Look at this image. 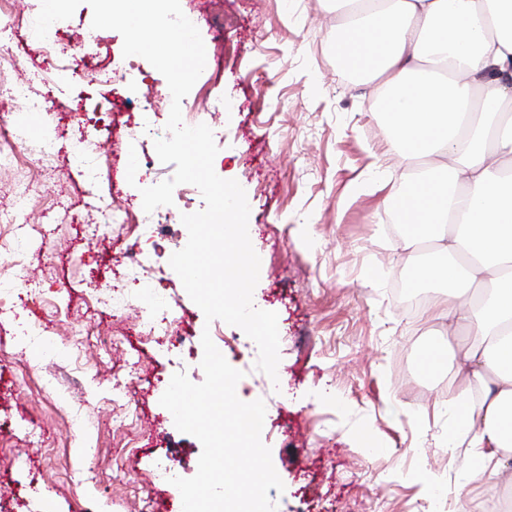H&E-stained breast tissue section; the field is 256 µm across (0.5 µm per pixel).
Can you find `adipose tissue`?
Here are the masks:
<instances>
[{"mask_svg": "<svg viewBox=\"0 0 512 512\" xmlns=\"http://www.w3.org/2000/svg\"><path fill=\"white\" fill-rule=\"evenodd\" d=\"M336 50L357 69L411 168L403 209L412 242L438 261L414 285L448 286L439 314L467 326L448 409L469 435L464 467L498 480L512 458V0H336ZM479 388L481 399L469 404Z\"/></svg>", "mask_w": 512, "mask_h": 512, "instance_id": "adipose-tissue-1", "label": "adipose tissue"}]
</instances>
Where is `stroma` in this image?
Listing matches in <instances>:
<instances>
[{"label":"stroma","mask_w":512,"mask_h":512,"mask_svg":"<svg viewBox=\"0 0 512 512\" xmlns=\"http://www.w3.org/2000/svg\"><path fill=\"white\" fill-rule=\"evenodd\" d=\"M4 2L14 22L0 29V82L30 78L53 110L35 116L22 99L0 94V117L27 145L0 164V211L44 227L27 243L24 299L0 317V459L15 462L0 469V490L36 500L38 512H140L145 498L159 512H182L179 490L156 468L171 456L178 475L192 477L202 446L176 429L160 398L174 373L203 381L209 325L223 331L219 350L243 373L239 399L266 404L262 441L285 486L269 492L276 512H452L468 453L448 448L457 428L448 412L452 373L445 362L430 373L419 363L424 348L448 336L433 317L447 288L432 284L433 304L415 313L396 295L415 261L387 231L403 225V211H385L381 200L401 190L407 167L371 110L368 87L336 65L335 9L318 0H180L206 48L187 101L214 134L216 173L246 192L249 237L262 258L253 297L278 316L275 384L255 367V342L239 327L206 321L171 266L156 278L182 317L183 350L139 342L135 314L116 320L86 299L87 286L112 278L136 239L116 224L87 237L89 199L67 162L71 143L82 133L102 143L126 136L129 115L144 112L164 128L168 113L145 93L167 81L144 58L123 56L120 33L93 29L86 4L58 27L64 39L82 37L74 52L89 60L78 79L59 80L33 31L41 0ZM104 70L123 81L102 82ZM220 100L229 110L213 115ZM48 135L59 154L41 162L37 146ZM154 141L139 133L101 161L100 195L140 209L141 188L162 166ZM17 183L25 194L13 193ZM204 207L198 188L175 187L174 218L162 221L157 242L181 250L188 232L179 215ZM33 326L45 345H23ZM77 340L95 371H76L67 359ZM115 372L129 383L118 400ZM433 477L443 493H428Z\"/></svg>","instance_id":"stroma-1"}]
</instances>
